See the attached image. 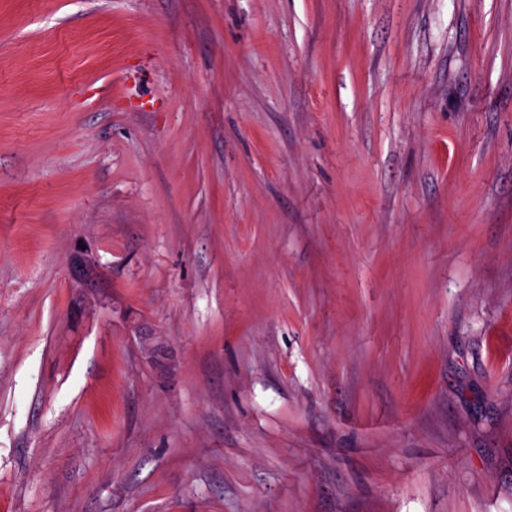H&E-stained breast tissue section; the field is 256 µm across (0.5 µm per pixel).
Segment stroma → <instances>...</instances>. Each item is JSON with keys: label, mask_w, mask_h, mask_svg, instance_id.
Returning a JSON list of instances; mask_svg holds the SVG:
<instances>
[{"label": "stroma", "mask_w": 512, "mask_h": 512, "mask_svg": "<svg viewBox=\"0 0 512 512\" xmlns=\"http://www.w3.org/2000/svg\"><path fill=\"white\" fill-rule=\"evenodd\" d=\"M0 512H512V0H0Z\"/></svg>", "instance_id": "obj_1"}]
</instances>
